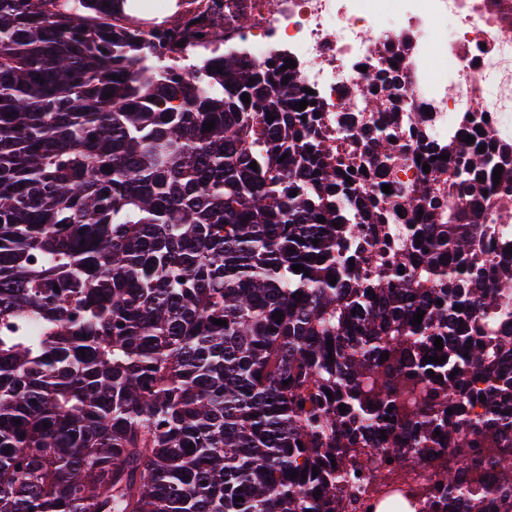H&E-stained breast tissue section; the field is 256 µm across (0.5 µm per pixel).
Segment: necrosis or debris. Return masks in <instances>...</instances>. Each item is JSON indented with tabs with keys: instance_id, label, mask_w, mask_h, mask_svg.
I'll return each mask as SVG.
<instances>
[{
	"instance_id": "obj_1",
	"label": "necrosis or debris",
	"mask_w": 512,
	"mask_h": 512,
	"mask_svg": "<svg viewBox=\"0 0 512 512\" xmlns=\"http://www.w3.org/2000/svg\"><path fill=\"white\" fill-rule=\"evenodd\" d=\"M168 8L207 33L180 65L232 53L256 68L274 55L293 59L328 136L344 114L364 111L358 89L393 70L405 90L399 112L425 116L431 140L459 135L472 112L486 117L485 139L512 140V0H169ZM446 484L434 470L391 473L352 512Z\"/></svg>"
}]
</instances>
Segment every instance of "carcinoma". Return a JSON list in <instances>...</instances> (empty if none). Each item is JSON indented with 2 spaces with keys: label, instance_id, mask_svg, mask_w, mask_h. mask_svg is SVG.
Segmentation results:
<instances>
[{
  "label": "carcinoma",
  "instance_id": "carcinoma-1",
  "mask_svg": "<svg viewBox=\"0 0 512 512\" xmlns=\"http://www.w3.org/2000/svg\"><path fill=\"white\" fill-rule=\"evenodd\" d=\"M104 1L0 0V512H340L380 447L465 471L432 512H485L492 450L512 512V141L377 195L424 141L398 78L333 140L279 57L171 73L197 33Z\"/></svg>",
  "mask_w": 512,
  "mask_h": 512
}]
</instances>
